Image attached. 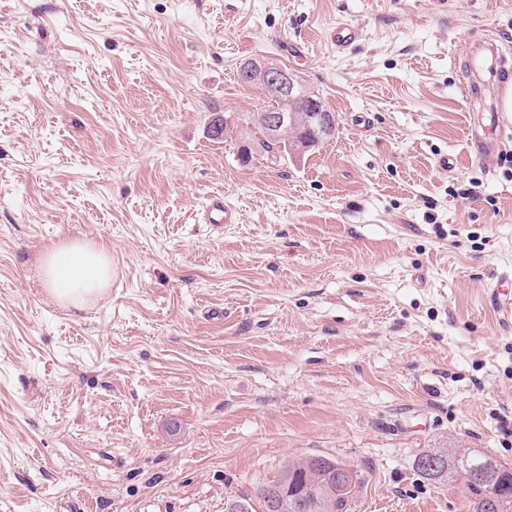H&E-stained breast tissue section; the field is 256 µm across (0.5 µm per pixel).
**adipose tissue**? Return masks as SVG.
Masks as SVG:
<instances>
[{
	"instance_id": "obj_1",
	"label": "adipose tissue",
	"mask_w": 512,
	"mask_h": 512,
	"mask_svg": "<svg viewBox=\"0 0 512 512\" xmlns=\"http://www.w3.org/2000/svg\"><path fill=\"white\" fill-rule=\"evenodd\" d=\"M43 284L63 306L80 309L105 295L112 284V258L90 242L51 244L41 259Z\"/></svg>"
}]
</instances>
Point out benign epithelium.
I'll use <instances>...</instances> for the list:
<instances>
[{
    "instance_id": "benign-epithelium-1",
    "label": "benign epithelium",
    "mask_w": 512,
    "mask_h": 512,
    "mask_svg": "<svg viewBox=\"0 0 512 512\" xmlns=\"http://www.w3.org/2000/svg\"><path fill=\"white\" fill-rule=\"evenodd\" d=\"M239 78L246 86H258L267 92L286 99L289 103L309 100L307 128L310 140L306 144H316L336 125V115L318 105V100L307 95L299 76L292 69L277 59L267 56L250 60L239 69ZM257 119L266 126L268 133L275 137L285 124L288 116L285 112H261ZM268 504L276 509L279 506L289 507L290 512H310L311 505L308 494L299 493L292 484L286 482L272 486L265 491Z\"/></svg>"
}]
</instances>
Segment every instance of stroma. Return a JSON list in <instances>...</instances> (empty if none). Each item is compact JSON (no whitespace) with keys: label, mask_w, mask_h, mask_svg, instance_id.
Wrapping results in <instances>:
<instances>
[{"label":"stroma","mask_w":512,"mask_h":512,"mask_svg":"<svg viewBox=\"0 0 512 512\" xmlns=\"http://www.w3.org/2000/svg\"><path fill=\"white\" fill-rule=\"evenodd\" d=\"M260 56L333 138L241 161ZM511 79L512 0H0V512H261L313 455L349 512H463L413 462L512 466ZM61 240L112 255L81 311L39 278ZM202 223L212 224L220 228L222 224L237 223L236 211L233 207L224 203V197L211 198L202 212Z\"/></svg>","instance_id":"stroma-1"}]
</instances>
